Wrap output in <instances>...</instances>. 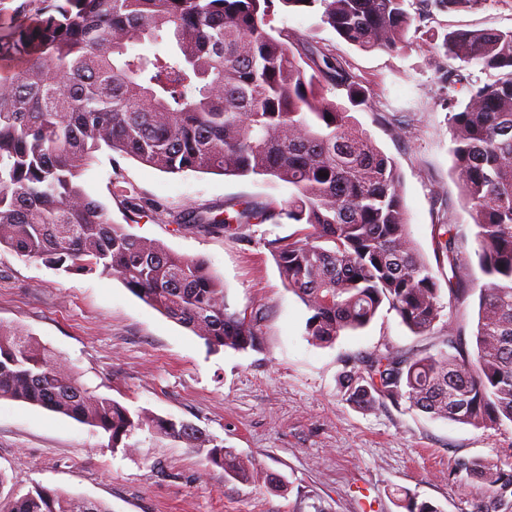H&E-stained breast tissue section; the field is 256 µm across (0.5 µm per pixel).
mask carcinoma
I'll use <instances>...</instances> for the list:
<instances>
[{"label": "carcinoma", "instance_id": "carcinoma-1", "mask_svg": "<svg viewBox=\"0 0 512 512\" xmlns=\"http://www.w3.org/2000/svg\"><path fill=\"white\" fill-rule=\"evenodd\" d=\"M0 13V247L73 274L121 280L135 296L205 340L244 350L257 341L254 320L231 310L224 284L195 258L130 234L87 192L81 176L106 147L151 168L182 173L267 176L296 189L288 211L250 202L224 213L188 207L173 222L206 232L285 216L296 238L269 243L288 289L311 315L306 335L332 343L367 327L387 305L414 334L442 317V288L416 248L395 161L326 95L342 89L354 105L370 88L345 60L309 45L295 54L274 35V3L315 10L346 43L365 52L395 50L412 21L433 11H464L479 0H34ZM150 42L146 55L133 45ZM445 56L499 77L472 86L453 67L438 70L450 104L453 174L476 228L474 258L453 223V205L433 225L434 255L448 269L449 301L474 293L470 262L487 278L478 295L475 350L446 323L443 344L383 352L346 362L345 400L372 408L402 400L434 418L494 429L512 423V29L455 30ZM464 93L463 102L456 94ZM331 120H326V117ZM127 220L161 205L113 184ZM0 399L22 401L109 434L127 452L137 430L196 448L229 475L253 471L202 431L146 411L132 412L86 388L63 360L22 331L0 324ZM488 495L474 512L512 507V471L488 459L457 462L454 474ZM0 512H111L99 501L36 488L0 497Z\"/></svg>", "mask_w": 512, "mask_h": 512}]
</instances>
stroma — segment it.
Wrapping results in <instances>:
<instances>
[{"label":"stroma","mask_w":512,"mask_h":512,"mask_svg":"<svg viewBox=\"0 0 512 512\" xmlns=\"http://www.w3.org/2000/svg\"><path fill=\"white\" fill-rule=\"evenodd\" d=\"M285 34L332 49L367 78L371 94L354 119L394 159L411 236L433 259L432 226L447 202L475 248V227L452 174L448 90L437 80L448 66L408 30L403 49L363 52L340 40L311 12L275 11ZM435 32L512 29V0H480L460 12H435ZM407 126L392 136L382 114ZM164 208L159 217L126 219L113 181ZM85 189L113 222L170 251L204 260L224 283L231 309L256 319L259 343L236 351L209 349L190 330L143 303L115 277L68 274L0 248V325L31 334L51 355L72 365L95 394L130 411L186 421L215 444L234 449L259 475L242 481L208 462L207 451L146 431L132 451L116 450L108 434L27 403L0 400V472L11 488L41 486L105 503L111 512H407L427 502L438 512H473L487 490L454 476L460 459H492L512 468V423L476 429L389 402L363 410L347 402L338 378L350 356L385 346L434 353L445 319L457 320L473 342L478 300L445 305L443 321L414 335L395 311L320 344L305 334L309 312L288 289L268 247L293 238L298 225H233L206 233L176 229L170 218L189 206L221 208L251 201L287 210L295 190L262 176L165 173L101 149L84 173ZM282 482L269 485L268 476Z\"/></svg>","instance_id":"stroma-1"}]
</instances>
